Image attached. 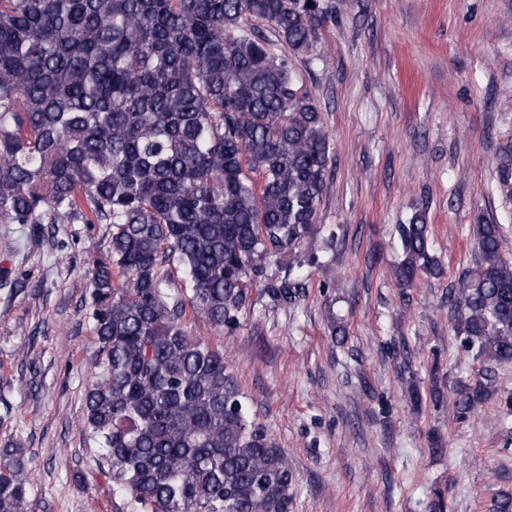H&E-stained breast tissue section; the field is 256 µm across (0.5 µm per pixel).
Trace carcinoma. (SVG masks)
<instances>
[{
    "mask_svg": "<svg viewBox=\"0 0 512 512\" xmlns=\"http://www.w3.org/2000/svg\"><path fill=\"white\" fill-rule=\"evenodd\" d=\"M329 18L323 0H0V223L112 225L87 271L102 359L82 423L131 512H288V455L184 316L230 334L250 284L288 303L318 263L300 247L333 158L274 46L308 53ZM398 235L401 288L443 274L422 213ZM474 237L482 260L451 299L482 365L452 390L461 415L512 363V260L499 225ZM174 263L184 288L164 271ZM31 461L0 448V512H33Z\"/></svg>",
    "mask_w": 512,
    "mask_h": 512,
    "instance_id": "1",
    "label": "carcinoma"
}]
</instances>
